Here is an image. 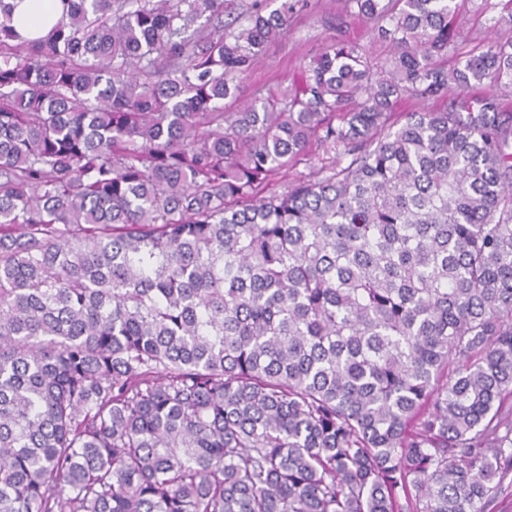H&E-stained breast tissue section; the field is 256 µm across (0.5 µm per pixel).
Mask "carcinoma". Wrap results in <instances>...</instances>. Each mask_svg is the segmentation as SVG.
<instances>
[{
    "label": "carcinoma",
    "instance_id": "cac0c4a2",
    "mask_svg": "<svg viewBox=\"0 0 512 512\" xmlns=\"http://www.w3.org/2000/svg\"><path fill=\"white\" fill-rule=\"evenodd\" d=\"M224 2L61 0L20 41L0 0V512H485L512 487V0L452 68L454 0H343L235 112L295 0ZM313 142L328 175L271 187ZM294 14L288 34L267 48L242 80L237 98L224 100V111L235 112L243 102L267 96L291 85L298 73L312 63L333 32L326 18L341 13L342 0H304ZM346 31L345 37L357 42L358 44L369 47L373 56L377 61H384L387 56V47L384 44L371 43L370 30L362 22L353 21L350 23Z\"/></svg>",
    "mask_w": 512,
    "mask_h": 512
}]
</instances>
